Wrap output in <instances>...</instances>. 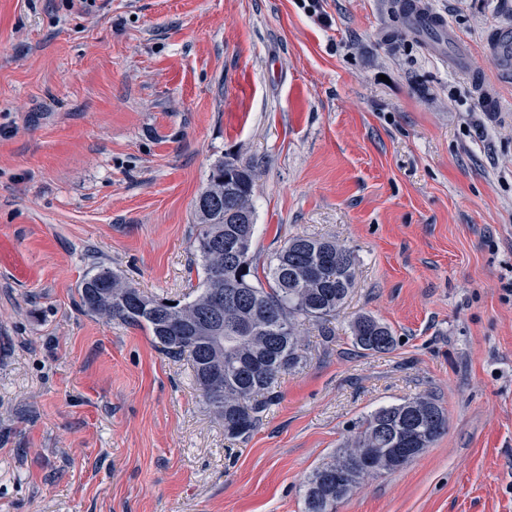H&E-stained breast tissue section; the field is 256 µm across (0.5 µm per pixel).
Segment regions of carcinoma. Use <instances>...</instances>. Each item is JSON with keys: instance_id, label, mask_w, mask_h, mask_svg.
I'll list each match as a JSON object with an SVG mask.
<instances>
[{"instance_id": "obj_1", "label": "carcinoma", "mask_w": 512, "mask_h": 512, "mask_svg": "<svg viewBox=\"0 0 512 512\" xmlns=\"http://www.w3.org/2000/svg\"><path fill=\"white\" fill-rule=\"evenodd\" d=\"M255 168L222 160L195 200L199 232L195 249L204 278L190 301L148 295L107 267L78 287L92 315L146 329L168 352L187 356L213 414L232 441L248 438L269 401L258 395L304 358L300 328L336 314L354 284V259L329 239L296 235L269 260L264 277L254 265ZM245 243L231 259L217 245ZM354 347L385 353L396 343L392 329L369 314L356 317ZM224 374V388L210 379ZM448 417L431 394L383 406L354 427L333 459L316 468L304 488V512H336L337 504L370 478L408 464L405 451L421 455L447 430Z\"/></svg>"}]
</instances>
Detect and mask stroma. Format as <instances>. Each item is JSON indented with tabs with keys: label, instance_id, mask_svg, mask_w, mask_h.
Masks as SVG:
<instances>
[{
	"label": "stroma",
	"instance_id": "stroma-1",
	"mask_svg": "<svg viewBox=\"0 0 512 512\" xmlns=\"http://www.w3.org/2000/svg\"><path fill=\"white\" fill-rule=\"evenodd\" d=\"M428 3L442 56L394 0H0V512H304L352 427L423 393L446 433L338 512H512V82L482 48L512 0ZM226 157L259 173L257 266L306 234L357 271L236 442L188 358L77 304L101 265L185 299ZM362 313L393 350H354ZM406 21L414 28L417 34L424 29L436 32L439 37L438 42L433 44L430 41H426L432 49H435V47L440 48L445 43L446 35L449 40L448 25L443 17L424 4L421 13L419 10L410 11L406 15Z\"/></svg>",
	"mask_w": 512,
	"mask_h": 512
}]
</instances>
